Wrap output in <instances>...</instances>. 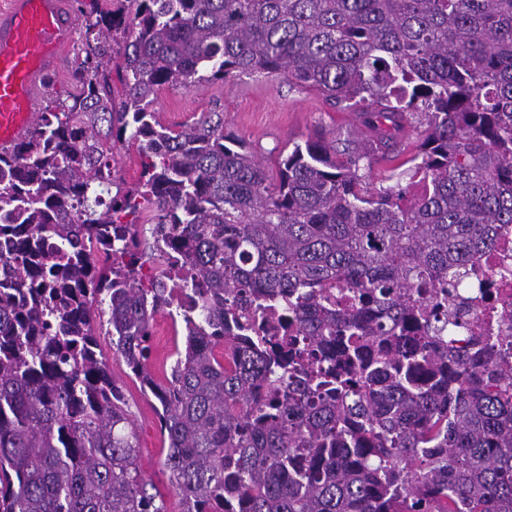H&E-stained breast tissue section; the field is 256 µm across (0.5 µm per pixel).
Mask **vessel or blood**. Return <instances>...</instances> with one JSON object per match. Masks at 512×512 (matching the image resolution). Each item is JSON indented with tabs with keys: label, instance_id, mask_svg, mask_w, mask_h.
Listing matches in <instances>:
<instances>
[{
	"label": "vessel or blood",
	"instance_id": "obj_1",
	"mask_svg": "<svg viewBox=\"0 0 512 512\" xmlns=\"http://www.w3.org/2000/svg\"><path fill=\"white\" fill-rule=\"evenodd\" d=\"M0 14V150L24 139L42 91L71 43L75 18L65 0H9Z\"/></svg>",
	"mask_w": 512,
	"mask_h": 512
}]
</instances>
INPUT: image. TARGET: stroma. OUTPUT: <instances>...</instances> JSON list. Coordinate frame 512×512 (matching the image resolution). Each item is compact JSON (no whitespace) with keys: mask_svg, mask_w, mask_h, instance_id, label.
I'll use <instances>...</instances> for the list:
<instances>
[{"mask_svg":"<svg viewBox=\"0 0 512 512\" xmlns=\"http://www.w3.org/2000/svg\"><path fill=\"white\" fill-rule=\"evenodd\" d=\"M154 110L160 123L174 130L193 124L204 113H223L225 132L242 138L254 156L270 167L277 162L276 149L293 147L316 134L331 141L361 131L356 112L333 107L319 93L285 79L257 73L224 82L205 81L192 88L165 87ZM99 342L133 414L142 449L140 470L156 484H165L155 399L142 394L125 363L113 355L109 337H100Z\"/></svg>","mask_w":512,"mask_h":512,"instance_id":"obj_1","label":"stroma"}]
</instances>
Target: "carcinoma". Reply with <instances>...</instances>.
Masks as SVG:
<instances>
[{
  "instance_id": "cac0c4a2",
  "label": "carcinoma",
  "mask_w": 512,
  "mask_h": 512,
  "mask_svg": "<svg viewBox=\"0 0 512 512\" xmlns=\"http://www.w3.org/2000/svg\"><path fill=\"white\" fill-rule=\"evenodd\" d=\"M78 2V92L0 152V512H168L101 327L183 512H512V355L446 290L512 232V0ZM254 72L365 137L271 174L221 112L157 120L162 86ZM416 118L407 187H371ZM159 314L185 330L161 380ZM140 160L135 145L125 143L112 150V176L122 190L134 188L140 181ZM102 330L99 342L100 348L108 359L112 375L119 386L122 387L127 398L133 419L139 434L142 453L139 459V467L142 474L162 486L167 485V476L164 471L161 455V436L158 418L153 409V404L158 405L155 398L149 394L145 396L140 391V384L131 375L121 358L113 355L112 344L108 336H104Z\"/></svg>"
}]
</instances>
